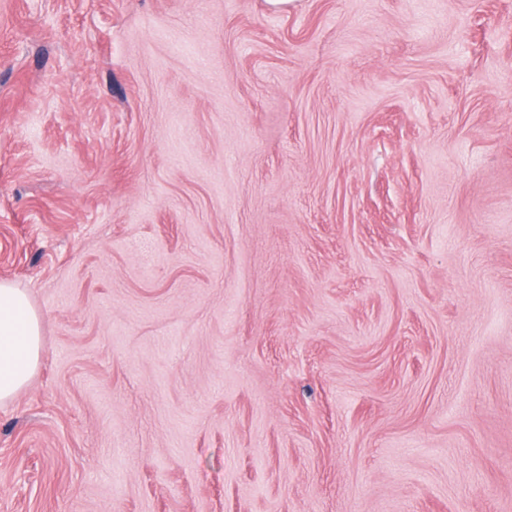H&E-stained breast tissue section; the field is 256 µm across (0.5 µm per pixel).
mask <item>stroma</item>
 Segmentation results:
<instances>
[{
	"label": "stroma",
	"mask_w": 512,
	"mask_h": 512,
	"mask_svg": "<svg viewBox=\"0 0 512 512\" xmlns=\"http://www.w3.org/2000/svg\"><path fill=\"white\" fill-rule=\"evenodd\" d=\"M0 512H512V0H0ZM42 347L41 319L27 294L0 281V402L11 400L28 384Z\"/></svg>",
	"instance_id": "35a3bbf8"
}]
</instances>
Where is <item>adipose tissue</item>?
<instances>
[{
	"mask_svg": "<svg viewBox=\"0 0 512 512\" xmlns=\"http://www.w3.org/2000/svg\"><path fill=\"white\" fill-rule=\"evenodd\" d=\"M41 351L39 314L22 289L0 281V402L11 400L28 384Z\"/></svg>",
	"mask_w": 512,
	"mask_h": 512,
	"instance_id": "ef3b65f1",
	"label": "adipose tissue"
}]
</instances>
